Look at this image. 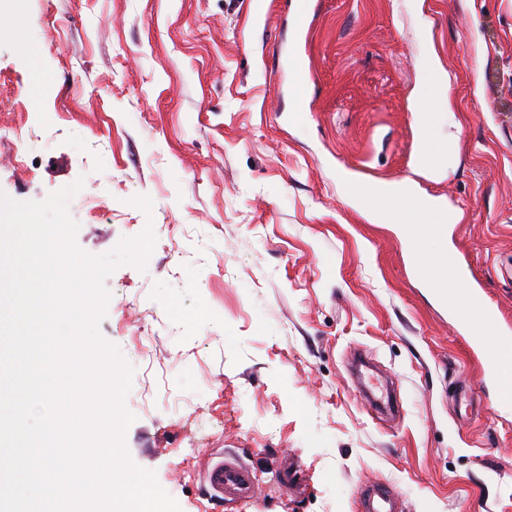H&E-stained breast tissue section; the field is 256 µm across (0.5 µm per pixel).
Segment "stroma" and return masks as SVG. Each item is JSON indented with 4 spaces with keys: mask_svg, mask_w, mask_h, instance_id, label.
I'll use <instances>...</instances> for the list:
<instances>
[{
    "mask_svg": "<svg viewBox=\"0 0 512 512\" xmlns=\"http://www.w3.org/2000/svg\"><path fill=\"white\" fill-rule=\"evenodd\" d=\"M264 2L22 0L35 61L0 33L26 133L0 127V192L81 183L68 213L92 255L155 237L145 269L106 278L98 325L132 369L129 458L181 512H362L365 485L401 512H512V406L475 332L337 177L412 175L411 103L436 54L453 105L432 115L441 161L419 190L462 209L448 249L512 334V0ZM223 451L258 474L246 503L201 491Z\"/></svg>",
    "mask_w": 512,
    "mask_h": 512,
    "instance_id": "stroma-1",
    "label": "stroma"
}]
</instances>
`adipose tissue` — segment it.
<instances>
[{
	"mask_svg": "<svg viewBox=\"0 0 512 512\" xmlns=\"http://www.w3.org/2000/svg\"><path fill=\"white\" fill-rule=\"evenodd\" d=\"M449 86V74L441 68L437 60H430L416 93L414 117L421 131L416 174L427 171L435 161L430 139L429 107L434 101L446 100ZM345 181L352 201L371 203L372 223L393 224L403 232L414 263H431L440 283L453 289L458 287L464 274L456 267L451 253L444 251L435 257H428L425 244L445 234L449 225L459 223L462 218L461 210L444 208L435 200L419 194L414 177L387 183L362 179L349 173L346 174Z\"/></svg>",
	"mask_w": 512,
	"mask_h": 512,
	"instance_id": "1",
	"label": "adipose tissue"
}]
</instances>
